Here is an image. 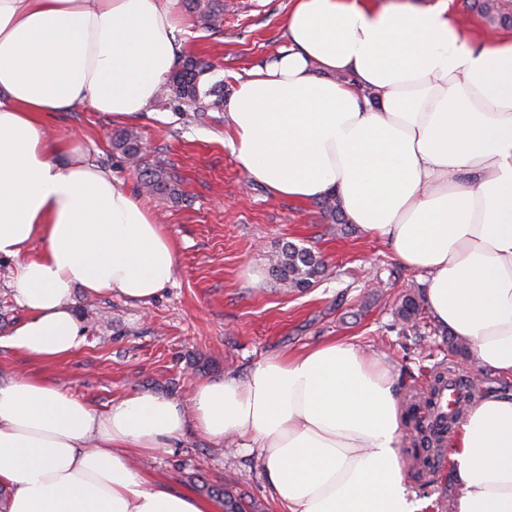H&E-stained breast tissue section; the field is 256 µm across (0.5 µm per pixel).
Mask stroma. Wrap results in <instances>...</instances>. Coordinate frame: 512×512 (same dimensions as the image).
I'll return each mask as SVG.
<instances>
[{"mask_svg":"<svg viewBox=\"0 0 512 512\" xmlns=\"http://www.w3.org/2000/svg\"><path fill=\"white\" fill-rule=\"evenodd\" d=\"M225 2L217 32L198 30L195 18L180 11L177 56L214 62L206 83L223 85L229 95L236 76L266 64L283 45L289 0ZM46 125L50 136L77 142L138 194L174 245L176 273L145 303L75 292L72 309L83 343L66 358L37 361L7 344L27 312L14 298L15 263L0 258L1 384L19 374L59 382L100 411L141 392L184 404L201 382L243 381L269 357L336 339L383 356L403 395L409 386L424 385L429 368L443 358L442 341L414 343L394 314L400 295L420 287L421 274L356 225L330 223L317 203L282 198L248 181L224 140L226 111L195 120L159 99L127 124L142 139L143 162L164 164L177 175L174 200L141 193L134 172L112 149L110 134L125 124L111 115L81 106L53 113ZM289 241L320 253L329 267L320 282L291 293L269 271L275 252ZM130 455L141 474L175 490L199 496L203 483L227 479L260 512H281L260 459L241 448L239 438L214 441L190 430L171 447L148 454L134 448ZM435 470L430 487L407 476L420 512H436L438 496L456 494L450 458Z\"/></svg>","mask_w":512,"mask_h":512,"instance_id":"stroma-1","label":"stroma"}]
</instances>
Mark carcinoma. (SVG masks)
<instances>
[{"instance_id":"obj_1","label":"carcinoma","mask_w":512,"mask_h":512,"mask_svg":"<svg viewBox=\"0 0 512 512\" xmlns=\"http://www.w3.org/2000/svg\"><path fill=\"white\" fill-rule=\"evenodd\" d=\"M185 8L194 14L198 27L206 30L220 28L224 21V0H183ZM478 11L493 24H505L508 17L497 14L496 0H477ZM212 65L195 58L186 59L180 71H174L164 83L161 98L177 107L188 106L192 108L194 116L200 117L210 109H220L224 105V90L214 87L201 92L203 76L210 72ZM214 97L209 103L203 98ZM112 150L120 153L124 159L130 161L134 167L139 184L147 192L161 197L178 195L174 177L161 164L149 166L140 162L141 139L134 129H123L112 135ZM321 208L333 224L345 223L344 215L337 203L336 195L331 194L320 201ZM271 276L286 288L302 290L309 288L320 281L326 272L325 261L322 257L308 247L287 242L274 255L270 268ZM424 303L422 291L417 289L402 295L397 307V316L403 332L414 337L418 342L426 340L429 333L439 331V326H430L422 317ZM468 347L453 337H448V362L441 363L430 369L426 392L412 394L407 402L406 419H411L417 410V400L424 398L427 404H432V397L437 386L443 381L445 375H459L456 358L466 355ZM460 380L469 389L471 399L477 402L491 392L508 394L512 392V384L495 378L487 372L475 377L460 375ZM469 409L465 405L448 414V425L440 430L438 437L432 445L433 452L442 456L446 452L444 447L445 435L453 432L458 420ZM208 495L224 498V512H257L256 505L248 503L243 497L233 494L227 486L206 484Z\"/></svg>"}]
</instances>
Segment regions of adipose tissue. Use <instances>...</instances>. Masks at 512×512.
<instances>
[{
	"label": "adipose tissue",
	"instance_id": "obj_1",
	"mask_svg": "<svg viewBox=\"0 0 512 512\" xmlns=\"http://www.w3.org/2000/svg\"><path fill=\"white\" fill-rule=\"evenodd\" d=\"M176 0H0V257L39 360L83 341L75 290L146 302L175 277L148 209L43 117L87 105L126 121L172 71ZM451 0H291L286 42L237 82L227 141L278 196L336 195L348 223L424 277L425 305L478 363L512 376V33L464 30ZM39 253H31L33 243ZM390 367L346 341L269 358L180 405L139 393L103 411L63 385L0 384L8 512H216L146 480L127 451L188 429L256 448L287 512H419L401 466ZM453 512H512V396H487L450 450Z\"/></svg>",
	"mask_w": 512,
	"mask_h": 512
}]
</instances>
